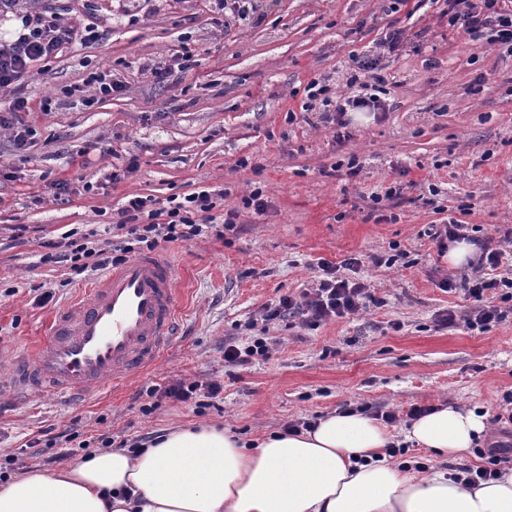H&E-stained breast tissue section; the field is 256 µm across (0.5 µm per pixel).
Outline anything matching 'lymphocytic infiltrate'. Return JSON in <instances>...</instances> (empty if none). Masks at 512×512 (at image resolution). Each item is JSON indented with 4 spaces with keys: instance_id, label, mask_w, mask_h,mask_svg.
Wrapping results in <instances>:
<instances>
[{
    "instance_id": "1",
    "label": "lymphocytic infiltrate",
    "mask_w": 512,
    "mask_h": 512,
    "mask_svg": "<svg viewBox=\"0 0 512 512\" xmlns=\"http://www.w3.org/2000/svg\"><path fill=\"white\" fill-rule=\"evenodd\" d=\"M447 16L450 28L475 36L489 33L492 42L512 51V8L507 6L506 0H448ZM75 36L73 27L55 18L24 17L20 30L11 40H0V88L16 86L30 78L35 63L54 58L65 45L72 43ZM318 103L331 108L330 120L340 128L346 127L348 112H382L386 109L385 102L374 95L360 93L345 97L341 102L334 101L330 85L314 80L307 87L302 108L310 111ZM216 197V192L203 189L165 209L149 208L147 199L142 197L130 199L125 211L133 221L121 225L111 249H95L85 243L51 239L44 241L39 261L44 265L63 263L81 274L119 266L138 250L152 251L165 243L186 242L208 233L223 237V228L214 224L210 215ZM143 214L148 216V223H140L139 217ZM477 246L474 258L468 262V271L449 277L444 288L449 292H461L472 301L473 309L466 324L469 328L484 330L511 313L506 305L512 302V272L503 274L499 271L505 257L501 245L481 238ZM355 264L352 258L338 265L319 262L320 274L314 287L303 289L296 296H281L278 302L267 305L262 314L264 321L295 319L300 327L314 330L329 320L358 313L374 302L375 296L363 281L348 277V270ZM221 391L222 385L218 382L180 381L162 389L152 386L146 390L150 402L143 406L142 412L146 415L153 413L154 403L158 400L187 403L200 395L217 398ZM79 437L76 426L60 432L49 427L41 430L29 446L35 456L42 458L44 465H64L72 458L71 445Z\"/></svg>"
}]
</instances>
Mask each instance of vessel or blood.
<instances>
[{"label":"vessel or blood","instance_id":"1","mask_svg":"<svg viewBox=\"0 0 512 512\" xmlns=\"http://www.w3.org/2000/svg\"><path fill=\"white\" fill-rule=\"evenodd\" d=\"M178 269L164 253L129 260L58 310L31 348L11 351L9 388L82 401L156 365L178 334Z\"/></svg>","mask_w":512,"mask_h":512}]
</instances>
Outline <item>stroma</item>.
Listing matches in <instances>:
<instances>
[{"mask_svg":"<svg viewBox=\"0 0 512 512\" xmlns=\"http://www.w3.org/2000/svg\"><path fill=\"white\" fill-rule=\"evenodd\" d=\"M444 8L443 0L417 11L405 0L395 12L388 0H263L261 18L240 20L213 0H39L38 11L78 38L21 86L0 90V112L24 98L21 118L34 131L20 153L0 126V345H32L94 278L39 264V238L91 234L107 250V227L127 222L130 198L162 205L200 187L223 191L212 214L236 227L221 240L166 247L180 270V326L149 371L73 404L49 393L0 396L7 473L41 469L15 453L49 425H77L92 440L221 423L250 440L344 406L402 416L442 402L498 414L512 392V315L469 329L471 303L443 290L451 269L430 233L451 219L485 236L512 227V53L449 29ZM393 24L412 38L377 52ZM185 52V68L164 81L152 75ZM373 53L388 110L353 114L337 138L322 109L303 110L305 88L325 78L350 96L352 55ZM96 71L121 92L98 99L86 83ZM59 181L68 193H58ZM395 185L400 196L372 201ZM255 194L264 210L246 206ZM350 257L377 304L314 330L261 329L264 306L313 287L320 260ZM40 289L53 302L37 305ZM449 310L456 327H438ZM256 336L270 347L267 359L225 364V340ZM179 379L224 389L201 414L168 401L142 415V389Z\"/></svg>","mask_w":512,"mask_h":512,"instance_id":"35a3bbf8","label":"stroma"}]
</instances>
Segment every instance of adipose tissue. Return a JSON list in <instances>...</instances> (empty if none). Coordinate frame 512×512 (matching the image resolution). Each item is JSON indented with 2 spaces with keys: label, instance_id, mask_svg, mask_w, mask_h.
<instances>
[{
  "label": "adipose tissue",
  "instance_id": "1",
  "mask_svg": "<svg viewBox=\"0 0 512 512\" xmlns=\"http://www.w3.org/2000/svg\"><path fill=\"white\" fill-rule=\"evenodd\" d=\"M486 419L443 404L394 435L364 414L333 413L253 451L220 425L179 429L137 456L103 449L61 472L9 477L0 512H512V467L468 486L386 453L401 442L464 459Z\"/></svg>",
  "mask_w": 512,
  "mask_h": 512
}]
</instances>
